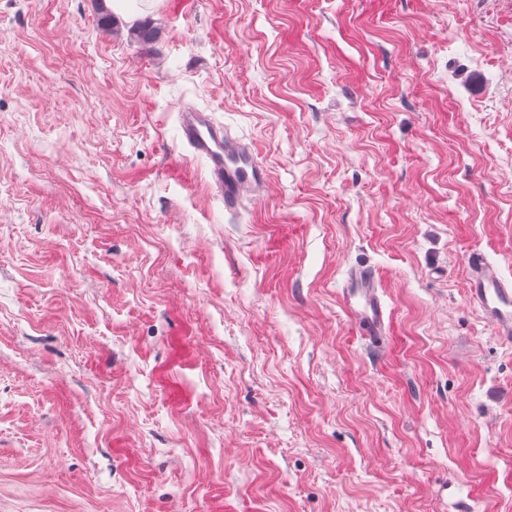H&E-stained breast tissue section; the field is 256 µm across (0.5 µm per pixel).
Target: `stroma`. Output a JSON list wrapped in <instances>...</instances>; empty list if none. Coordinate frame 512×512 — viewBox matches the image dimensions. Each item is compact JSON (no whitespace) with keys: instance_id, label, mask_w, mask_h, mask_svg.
<instances>
[{"instance_id":"35a3bbf8","label":"stroma","mask_w":512,"mask_h":512,"mask_svg":"<svg viewBox=\"0 0 512 512\" xmlns=\"http://www.w3.org/2000/svg\"><path fill=\"white\" fill-rule=\"evenodd\" d=\"M107 8L0 0V512H512L467 298L512 285V0ZM185 104L253 145L239 212ZM378 288L374 270L361 267L340 294L343 309L351 315L360 334L374 346H380L387 336L385 309Z\"/></svg>"}]
</instances>
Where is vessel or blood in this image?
I'll return each mask as SVG.
<instances>
[{
  "mask_svg": "<svg viewBox=\"0 0 512 512\" xmlns=\"http://www.w3.org/2000/svg\"><path fill=\"white\" fill-rule=\"evenodd\" d=\"M180 141L196 158L205 161L209 183L225 210H238L246 197L265 180L252 147L231 136L209 113L184 106L178 114ZM470 299L484 312L496 336L512 342V287L496 276L482 258L470 260ZM343 309L372 345H381L387 334L385 309L374 270L357 269L340 294Z\"/></svg>",
  "mask_w": 512,
  "mask_h": 512,
  "instance_id": "1",
  "label": "vessel or blood"
}]
</instances>
